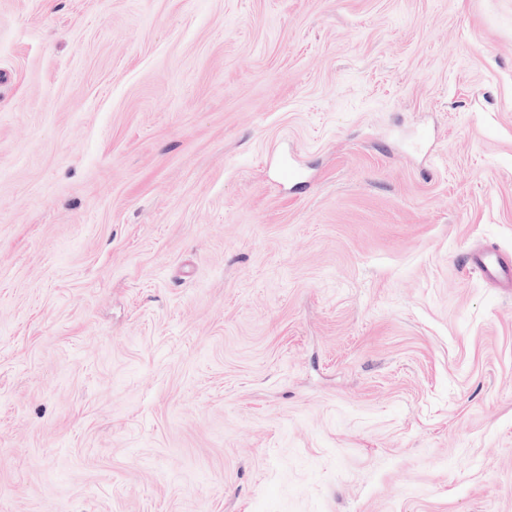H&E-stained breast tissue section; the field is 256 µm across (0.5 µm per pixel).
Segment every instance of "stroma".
Here are the masks:
<instances>
[{
    "instance_id": "obj_1",
    "label": "stroma",
    "mask_w": 512,
    "mask_h": 512,
    "mask_svg": "<svg viewBox=\"0 0 512 512\" xmlns=\"http://www.w3.org/2000/svg\"><path fill=\"white\" fill-rule=\"evenodd\" d=\"M479 245L512 0H0V512H512Z\"/></svg>"
}]
</instances>
